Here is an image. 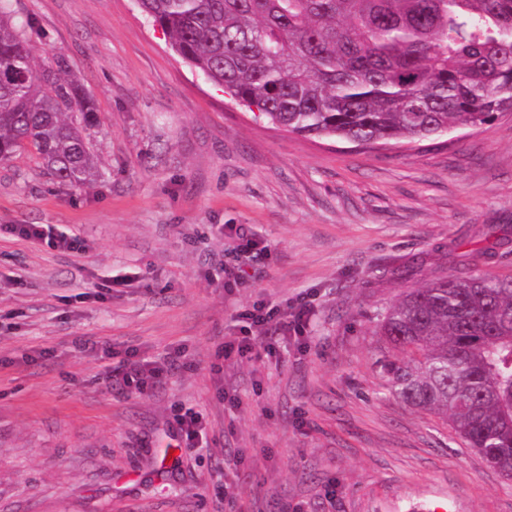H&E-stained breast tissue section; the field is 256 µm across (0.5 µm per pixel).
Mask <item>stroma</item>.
Masks as SVG:
<instances>
[{"mask_svg": "<svg viewBox=\"0 0 512 512\" xmlns=\"http://www.w3.org/2000/svg\"><path fill=\"white\" fill-rule=\"evenodd\" d=\"M13 6L36 22L37 59L64 57L90 93L102 179L78 190L29 156L0 164V512H512V480L390 396L377 365L383 313L452 273L449 254L512 277V242L485 239L512 231V112L412 144L305 137L207 81L137 0ZM217 224L247 225L256 248ZM225 264L250 280L225 287ZM301 300L305 341L220 356L237 314ZM131 351L184 367L112 392ZM184 411L206 442L164 454ZM19 232L23 238L26 239H46L48 238V244L53 247L66 249V250H79L81 247V240L74 237H60L50 239L46 236L43 226L37 224H20Z\"/></svg>", "mask_w": 512, "mask_h": 512, "instance_id": "stroma-1", "label": "stroma"}]
</instances>
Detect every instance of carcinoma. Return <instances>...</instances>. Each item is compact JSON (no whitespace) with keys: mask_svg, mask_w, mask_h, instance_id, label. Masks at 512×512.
Returning <instances> with one entry per match:
<instances>
[{"mask_svg":"<svg viewBox=\"0 0 512 512\" xmlns=\"http://www.w3.org/2000/svg\"><path fill=\"white\" fill-rule=\"evenodd\" d=\"M172 49L286 130L358 145L414 143L512 112V0H138ZM29 18L0 0V163L30 152L62 185L95 177L94 104ZM405 404L444 416L512 479V277L444 275L379 322Z\"/></svg>","mask_w":512,"mask_h":512,"instance_id":"cac0c4a2","label":"carcinoma"}]
</instances>
